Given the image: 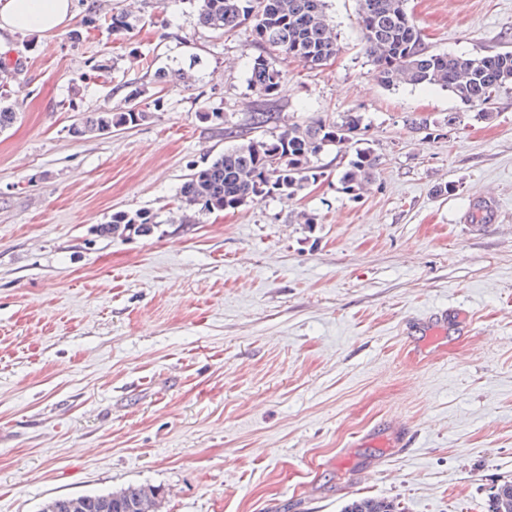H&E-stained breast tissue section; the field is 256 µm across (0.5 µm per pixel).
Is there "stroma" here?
<instances>
[{
  "instance_id": "35a3bbf8",
  "label": "stroma",
  "mask_w": 512,
  "mask_h": 512,
  "mask_svg": "<svg viewBox=\"0 0 512 512\" xmlns=\"http://www.w3.org/2000/svg\"><path fill=\"white\" fill-rule=\"evenodd\" d=\"M326 5L340 50L314 69L275 56L280 121L261 136L361 114L368 191L342 193L348 157L328 146L297 194L182 224L181 185L259 102L249 26L200 27L198 0H73L74 28L0 35L21 65L0 131V512L139 484L161 512H487L512 480V91L486 121L442 88L384 86L359 0ZM408 9L430 51L512 50V0ZM121 12L130 30L98 27ZM161 68L188 80L159 89ZM123 84L144 119L73 136L122 111ZM460 111L451 131L411 126ZM485 196L497 222H465ZM139 209L152 236L98 235ZM393 505L378 498H358L348 502L342 508V512H394Z\"/></svg>"
}]
</instances>
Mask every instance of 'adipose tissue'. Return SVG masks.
<instances>
[{"instance_id": "obj_1", "label": "adipose tissue", "mask_w": 512, "mask_h": 512, "mask_svg": "<svg viewBox=\"0 0 512 512\" xmlns=\"http://www.w3.org/2000/svg\"><path fill=\"white\" fill-rule=\"evenodd\" d=\"M71 19V0H0V31L46 34Z\"/></svg>"}]
</instances>
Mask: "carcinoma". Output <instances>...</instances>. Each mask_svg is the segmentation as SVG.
Listing matches in <instances>:
<instances>
[{
  "instance_id": "carcinoma-1",
  "label": "carcinoma",
  "mask_w": 512,
  "mask_h": 512,
  "mask_svg": "<svg viewBox=\"0 0 512 512\" xmlns=\"http://www.w3.org/2000/svg\"><path fill=\"white\" fill-rule=\"evenodd\" d=\"M360 2L362 40L383 85L441 86L461 103L481 108V118L493 117L490 104L501 92L512 90V51L475 56L433 53L408 14L407 0ZM248 21L260 46L311 68L340 51L325 0H200L197 22L203 28L224 34ZM283 78L284 72L266 54L253 59L249 82L263 103L250 115L251 128H262L274 119L268 101ZM143 93L141 88L128 91L125 110L92 112L69 131L77 136L104 133L142 120L138 100ZM15 119V105L0 95V131ZM362 130L361 116L348 112L336 122L293 123L270 140L237 143L190 174L180 190L181 202L199 213H210L236 209L270 194L294 195L322 176L312 158L329 145L352 153L339 182L345 193L358 198L379 165V156L371 148L358 147ZM158 224L150 211L118 212L97 232L113 239L147 237ZM160 498V491L153 487L129 486L116 492L54 498L42 512H146L147 500L158 505ZM342 512H394V507L384 499L365 497L351 500ZM488 512H512L511 480L496 487Z\"/></svg>"
}]
</instances>
